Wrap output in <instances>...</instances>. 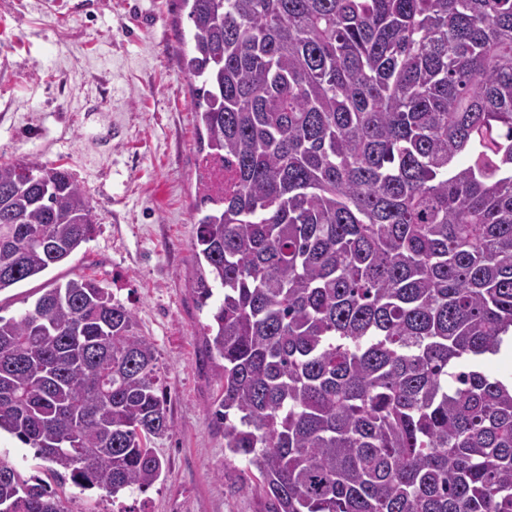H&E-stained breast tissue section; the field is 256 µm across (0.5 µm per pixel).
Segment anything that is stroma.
<instances>
[{
    "mask_svg": "<svg viewBox=\"0 0 512 512\" xmlns=\"http://www.w3.org/2000/svg\"><path fill=\"white\" fill-rule=\"evenodd\" d=\"M187 14L181 0H0V162L69 169L97 224L76 255L0 292V316L33 308L53 284L95 278L153 342L170 423L153 443L166 464L153 487L113 497L59 484L64 512H265L240 489L245 464L225 466L224 430L208 413L222 388L190 251L204 152L182 68ZM0 460L22 479L51 478L6 432Z\"/></svg>",
    "mask_w": 512,
    "mask_h": 512,
    "instance_id": "35a3bbf8",
    "label": "stroma"
}]
</instances>
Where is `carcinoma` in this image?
Returning <instances> with one entry per match:
<instances>
[{
	"instance_id": "1",
	"label": "carcinoma",
	"mask_w": 512,
	"mask_h": 512,
	"mask_svg": "<svg viewBox=\"0 0 512 512\" xmlns=\"http://www.w3.org/2000/svg\"><path fill=\"white\" fill-rule=\"evenodd\" d=\"M182 2L224 464L268 512H512V375L483 369L512 344V0ZM95 228L68 169L0 163V292ZM156 360L96 280L50 288L0 316V431L61 483L148 489ZM0 512L64 510L0 460Z\"/></svg>"
}]
</instances>
